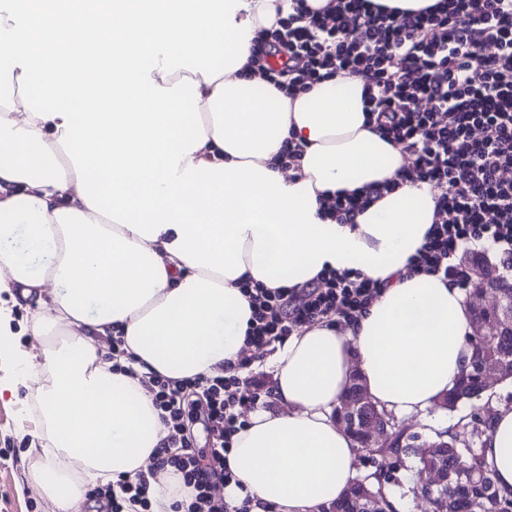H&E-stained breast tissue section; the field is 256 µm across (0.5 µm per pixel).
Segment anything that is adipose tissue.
Here are the masks:
<instances>
[{
	"mask_svg": "<svg viewBox=\"0 0 512 512\" xmlns=\"http://www.w3.org/2000/svg\"><path fill=\"white\" fill-rule=\"evenodd\" d=\"M289 0H30L0 11V399L24 396L39 425L30 480L53 512L91 488L148 478L152 512L190 501L154 471L170 428L150 375L233 374L250 351L242 284L303 288L321 272L381 282L355 319L301 327L267 359L273 408L249 412L226 458L229 506L323 512L358 475L334 412L359 376L378 408L411 418L465 374L470 306L442 275L407 263L434 220V192L404 183L339 224L336 191H366L410 164L344 76L289 97L244 78L261 30ZM247 18L235 22L239 11ZM36 80L34 91L11 87ZM293 139L303 154L284 165ZM37 250L29 255L23 248ZM35 309L39 357L19 349L6 296ZM117 338L118 362L102 347ZM483 469L512 498V406L483 436Z\"/></svg>",
	"mask_w": 512,
	"mask_h": 512,
	"instance_id": "adipose-tissue-1",
	"label": "adipose tissue"
}]
</instances>
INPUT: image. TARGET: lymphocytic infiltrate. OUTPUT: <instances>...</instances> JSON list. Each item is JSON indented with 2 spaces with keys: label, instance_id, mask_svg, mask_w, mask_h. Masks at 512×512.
<instances>
[{
  "label": "lymphocytic infiltrate",
  "instance_id": "f902f5d3",
  "mask_svg": "<svg viewBox=\"0 0 512 512\" xmlns=\"http://www.w3.org/2000/svg\"><path fill=\"white\" fill-rule=\"evenodd\" d=\"M271 40L257 43L255 63L278 89L307 91L319 80L357 74L366 80L364 110L382 137L411 159L406 181L436 192V221L411 260L468 286L461 248L492 243L503 270L512 271V0H436L397 10L372 0H330L327 10L291 0ZM360 273L326 271L297 293L252 289L248 342L284 341L296 328L336 316L351 321L378 294ZM154 403L173 432L154 467L174 468L191 490L187 512H225L211 487L230 481L224 460L239 430V409L258 403L262 378L230 375L182 382L153 379ZM207 406L213 446L197 453L186 433L197 403ZM147 480H118L90 491L101 512H147Z\"/></svg>",
  "mask_w": 512,
  "mask_h": 512
}]
</instances>
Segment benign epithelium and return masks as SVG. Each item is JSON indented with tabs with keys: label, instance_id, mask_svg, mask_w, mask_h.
Here are the masks:
<instances>
[{
	"label": "benign epithelium",
	"instance_id": "1",
	"mask_svg": "<svg viewBox=\"0 0 512 512\" xmlns=\"http://www.w3.org/2000/svg\"><path fill=\"white\" fill-rule=\"evenodd\" d=\"M472 340L474 351L471 365L475 366L477 385L484 391L492 378L502 379L498 362L484 355L479 342L486 336H511L512 324H505L499 316L504 302L512 303V279H507L485 268L476 270L471 292ZM336 419L353 436L360 451L375 454L377 448H388L390 421L379 411L364 391L358 378H353L336 409ZM427 460L438 461L448 456V442L441 440L420 445ZM448 482V471L435 466L426 470L419 494L434 506L433 512H447L448 495L443 488ZM347 512H390L385 500L365 480L355 483L351 498L346 502Z\"/></svg>",
	"mask_w": 512,
	"mask_h": 512
}]
</instances>
